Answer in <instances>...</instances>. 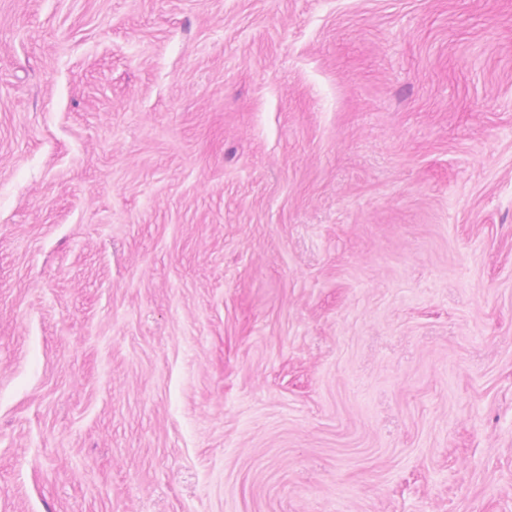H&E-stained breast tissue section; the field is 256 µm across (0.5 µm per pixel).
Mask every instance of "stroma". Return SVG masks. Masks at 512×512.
Here are the masks:
<instances>
[{
	"label": "stroma",
	"instance_id": "stroma-1",
	"mask_svg": "<svg viewBox=\"0 0 512 512\" xmlns=\"http://www.w3.org/2000/svg\"><path fill=\"white\" fill-rule=\"evenodd\" d=\"M0 512H512V0H0Z\"/></svg>",
	"mask_w": 512,
	"mask_h": 512
}]
</instances>
